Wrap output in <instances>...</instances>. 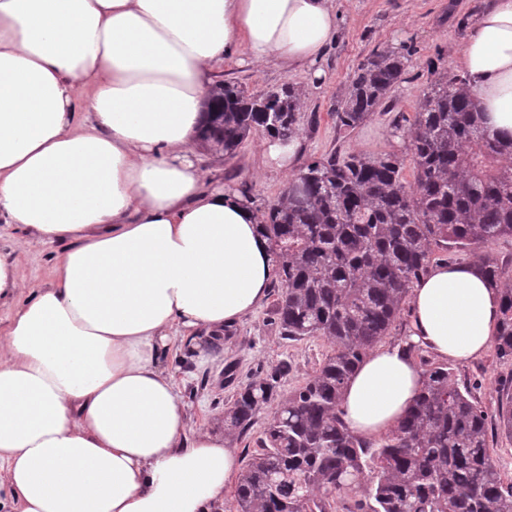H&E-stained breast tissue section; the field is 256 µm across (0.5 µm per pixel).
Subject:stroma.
Instances as JSON below:
<instances>
[{"label": "stroma", "mask_w": 512, "mask_h": 512, "mask_svg": "<svg viewBox=\"0 0 512 512\" xmlns=\"http://www.w3.org/2000/svg\"><path fill=\"white\" fill-rule=\"evenodd\" d=\"M484 5L485 0H336L340 30L319 63L325 72L321 83L310 85L306 71L301 69L248 61L220 65L216 78L237 85L249 95L278 89L287 82L301 90L302 114L316 115L318 123L302 126L295 149L296 167L333 150L372 156L391 152L399 157L402 175L410 182L414 179L410 143L396 133L395 125L413 117L420 96L438 73L458 72L466 22ZM383 48L407 54L401 81L380 111L350 134L339 133L332 114L334 104L347 94L360 63L373 50ZM261 141V135L254 134L224 159L209 154L201 157L212 184L247 191L260 208L273 201L288 182L287 175L262 167ZM60 250V244L34 242L20 227L0 222V254L17 260L22 277L32 287L49 281ZM276 298V292H269L255 313L202 352L174 356L172 363L183 384L189 427L223 430L224 410L241 385L265 376L283 361L291 370L282 379L278 394L288 397L330 354L332 347L323 338L290 341L278 335L273 314ZM452 369L455 381L469 386L490 412L497 407L504 383L512 380V362L498 360L492 348L468 363L453 364Z\"/></svg>", "instance_id": "stroma-1"}]
</instances>
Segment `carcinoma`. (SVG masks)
Masks as SVG:
<instances>
[{"label":"carcinoma","instance_id":"carcinoma-1","mask_svg":"<svg viewBox=\"0 0 512 512\" xmlns=\"http://www.w3.org/2000/svg\"><path fill=\"white\" fill-rule=\"evenodd\" d=\"M407 61L372 52L332 109L336 127L353 130L376 112ZM301 97L290 83L250 97L218 82L198 136L216 155L233 154L253 133L289 140L299 134ZM407 137L414 183L394 153L331 151L292 174L262 211L279 277L278 334L321 337L332 352L288 398L275 402L282 362L225 409V429L243 437L276 405L236 486V512H512V482L488 448L489 413L447 365L420 357L423 387L380 438L355 435L341 418L346 382L439 251L469 252L500 288L496 351L512 360V266L483 251L512 237V139L486 133L466 79L446 72L419 99ZM495 428L512 438L510 392Z\"/></svg>","mask_w":512,"mask_h":512}]
</instances>
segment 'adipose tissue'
Instances as JSON below:
<instances>
[{
    "instance_id": "adipose-tissue-1",
    "label": "adipose tissue",
    "mask_w": 512,
    "mask_h": 512,
    "mask_svg": "<svg viewBox=\"0 0 512 512\" xmlns=\"http://www.w3.org/2000/svg\"><path fill=\"white\" fill-rule=\"evenodd\" d=\"M339 31L335 0H0V219L64 244L19 301L0 256V506L8 512H216L240 458L188 431L170 368L253 313L274 277L262 216L208 187L197 128L217 63L307 66ZM458 65L491 135L512 137V0L468 23ZM91 121L78 120L79 110ZM499 288L474 263L430 266L411 344L463 364L490 347ZM405 346L374 349L340 409L393 427L422 388Z\"/></svg>"
}]
</instances>
